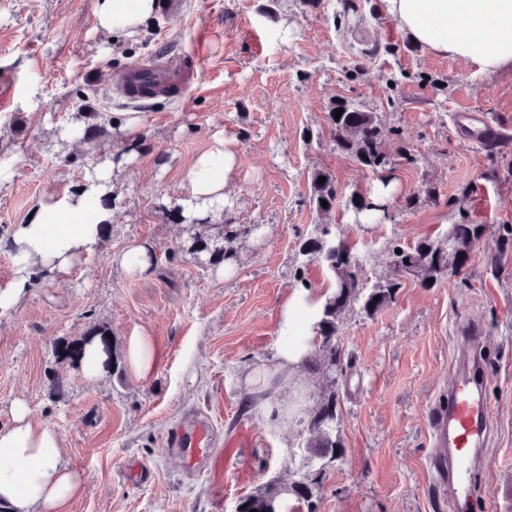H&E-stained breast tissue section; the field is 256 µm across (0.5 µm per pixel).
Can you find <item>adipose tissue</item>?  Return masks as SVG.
Instances as JSON below:
<instances>
[{"label": "adipose tissue", "instance_id": "adipose-tissue-1", "mask_svg": "<svg viewBox=\"0 0 512 512\" xmlns=\"http://www.w3.org/2000/svg\"><path fill=\"white\" fill-rule=\"evenodd\" d=\"M156 7V0H97L98 27L135 36ZM378 9L429 52L481 72L512 67V0H379ZM237 166L236 154L216 139L186 174V211L198 203L227 204L225 189ZM112 172V163L96 166L77 193L48 197L28 223L0 238V251L14 265L13 275L0 283V315L22 301L38 271L68 277L97 248L103 223L112 219L102 203L112 193ZM323 303L320 294L298 288L282 305L274 355L280 368H297L309 356ZM12 416V425L0 429V512H67L81 480L66 463L58 434L35 420L24 402L13 404Z\"/></svg>", "mask_w": 512, "mask_h": 512}]
</instances>
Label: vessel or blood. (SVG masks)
Segmentation results:
<instances>
[{"mask_svg":"<svg viewBox=\"0 0 512 512\" xmlns=\"http://www.w3.org/2000/svg\"><path fill=\"white\" fill-rule=\"evenodd\" d=\"M198 69L180 52L147 57L132 62L112 74L115 90L131 101L167 98L191 90ZM458 126L467 127L472 138L491 136L492 126L477 113L462 112ZM434 454L431 473L435 486L446 489L456 512H467L473 503L479 471L474 454L487 446L493 431L484 389V363L481 353H474L468 365L457 366L448 386V395L431 411ZM189 466L205 457L210 445L209 424L195 417L170 442Z\"/></svg>","mask_w":512,"mask_h":512,"instance_id":"b4317fda","label":"vessel or blood"}]
</instances>
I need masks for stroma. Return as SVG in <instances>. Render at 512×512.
<instances>
[{"label": "stroma", "instance_id": "1", "mask_svg": "<svg viewBox=\"0 0 512 512\" xmlns=\"http://www.w3.org/2000/svg\"><path fill=\"white\" fill-rule=\"evenodd\" d=\"M181 2L179 14L158 10L129 39L98 29L96 0H0V77L15 83L0 110V153L15 156L0 185V237L120 151L114 134L58 138L82 97L105 119L135 111L145 121L119 165L99 248L0 316V428L22 401L60 435L83 479L69 512H234L270 482L297 480L309 410L327 382L307 363L279 368L274 348L288 294L330 280L300 246L332 224L354 244L366 283L394 277L399 286L376 313L355 305L342 316L351 360L339 381L342 453L320 478L315 512H451L428 472L430 414L458 355L456 326L470 318L485 333L496 423L477 493L485 512H512V69L478 73L425 50L378 14V0ZM168 46L202 64L189 93L135 104L113 93V70ZM341 101L373 114L389 168L337 148L329 114ZM461 108L484 114L494 151L455 125ZM217 134L239 158L224 219L259 227L237 240L226 276L179 254L186 227L165 208L186 196V172ZM319 172L338 192L326 214L310 201ZM357 194L384 217L365 223L350 203ZM454 224L479 227L459 272L395 277L393 246L442 239ZM135 241L154 247L150 276L113 260ZM94 333L113 339L107 372L90 381L55 348ZM133 336L155 343L148 375L126 361ZM271 409L288 420L270 423ZM200 412L214 425L212 451L191 471L167 441Z\"/></svg>", "mask_w": 512, "mask_h": 512}]
</instances>
